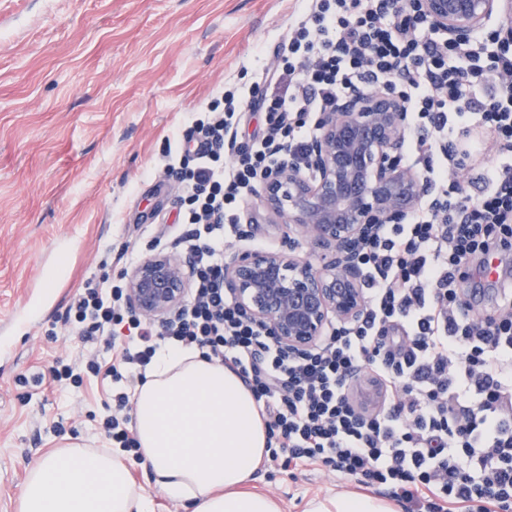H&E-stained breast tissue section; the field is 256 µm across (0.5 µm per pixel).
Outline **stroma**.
Masks as SVG:
<instances>
[{"mask_svg":"<svg viewBox=\"0 0 512 512\" xmlns=\"http://www.w3.org/2000/svg\"><path fill=\"white\" fill-rule=\"evenodd\" d=\"M301 0H0V512H21L32 467L75 445L105 453L107 384L19 385L90 347L64 324L89 282L173 250L182 194L164 165L194 112L249 87ZM225 249L312 247L259 197ZM55 279H48V272ZM63 432H56V425ZM281 512L354 483L313 464L253 474Z\"/></svg>","mask_w":512,"mask_h":512,"instance_id":"1","label":"stroma"}]
</instances>
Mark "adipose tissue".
Listing matches in <instances>:
<instances>
[{"instance_id": "1", "label": "adipose tissue", "mask_w": 512, "mask_h": 512, "mask_svg": "<svg viewBox=\"0 0 512 512\" xmlns=\"http://www.w3.org/2000/svg\"><path fill=\"white\" fill-rule=\"evenodd\" d=\"M135 430L155 490L191 512H280L269 497L240 492L267 451L258 404L242 379L198 352L161 346L133 395ZM121 449L71 447L30 473L23 512H151L133 492ZM305 512H394L379 497L341 492Z\"/></svg>"}]
</instances>
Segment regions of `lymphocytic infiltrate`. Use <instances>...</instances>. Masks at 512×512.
<instances>
[{
  "label": "lymphocytic infiltrate",
  "mask_w": 512,
  "mask_h": 512,
  "mask_svg": "<svg viewBox=\"0 0 512 512\" xmlns=\"http://www.w3.org/2000/svg\"><path fill=\"white\" fill-rule=\"evenodd\" d=\"M259 89H227L193 119L197 148L177 144L166 169L185 195L193 288L179 317L154 327L125 315V286L105 280L71 309L83 342L116 352L57 362L53 382L144 378L160 345L199 351L242 378L267 433L264 467L307 463L389 492L410 512H512V267L491 288L493 313L474 315L458 285L473 260L512 258V38L439 35L416 0H306ZM400 91L413 133L403 161L430 188L405 223L382 225L359 256L367 313L306 354L285 352L224 287V242L266 172L304 167L315 117L350 89ZM267 113L238 139L244 108ZM476 171L473 186L458 171ZM361 373L380 406L359 413ZM101 430L140 457L126 391Z\"/></svg>",
  "instance_id": "f902f5d3"
}]
</instances>
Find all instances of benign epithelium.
<instances>
[{
	"label": "benign epithelium",
	"instance_id": "obj_1",
	"mask_svg": "<svg viewBox=\"0 0 512 512\" xmlns=\"http://www.w3.org/2000/svg\"><path fill=\"white\" fill-rule=\"evenodd\" d=\"M420 12L452 39L490 20L512 35V0H419ZM406 105L393 92L358 87L318 117L310 151L312 177L288 163L264 179L267 211L323 251L319 267L282 251L224 254V288L287 352L318 349L328 332L366 314L358 253L381 225L401 223L429 192L400 158ZM188 258L159 251L126 274V306L157 322L186 302Z\"/></svg>",
	"mask_w": 512,
	"mask_h": 512
}]
</instances>
